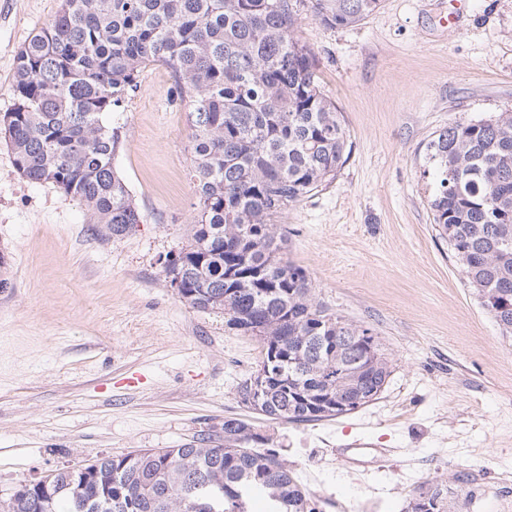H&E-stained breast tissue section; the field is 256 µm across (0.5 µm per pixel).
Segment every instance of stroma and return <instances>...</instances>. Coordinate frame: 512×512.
Returning a JSON list of instances; mask_svg holds the SVG:
<instances>
[{
    "label": "stroma",
    "instance_id": "35a3bbf8",
    "mask_svg": "<svg viewBox=\"0 0 512 512\" xmlns=\"http://www.w3.org/2000/svg\"><path fill=\"white\" fill-rule=\"evenodd\" d=\"M61 0H0V113L15 57ZM459 16L455 26L441 17ZM295 34L351 144L335 179L274 222L316 299L372 327L391 361L357 412L285 423L247 411L238 386L260 344L183 302L163 269L194 219L188 107L150 64L119 111L113 164L144 220L96 233L78 201L22 178L0 141V499L21 481L103 455L185 448L239 418L270 436L319 512H404L428 483L467 512H512V339L469 288L433 220L429 140L512 110V0H383L358 25ZM362 439L372 468L338 462Z\"/></svg>",
    "mask_w": 512,
    "mask_h": 512
}]
</instances>
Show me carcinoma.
<instances>
[{
  "label": "carcinoma",
  "mask_w": 512,
  "mask_h": 512,
  "mask_svg": "<svg viewBox=\"0 0 512 512\" xmlns=\"http://www.w3.org/2000/svg\"><path fill=\"white\" fill-rule=\"evenodd\" d=\"M305 0H61L55 19L18 51L14 103L0 138L17 172L77 200L100 233L143 222L113 160L122 144L104 122L162 62L190 112L195 216L178 252L180 299L224 315L254 336L259 364L275 359L258 399L282 422L351 414L376 400L390 360L373 330L317 302L305 271L286 257L273 223L288 205L335 179L351 146L336 103L316 82V59L294 33ZM382 0H315L327 25L349 27ZM430 199L469 287L512 335V112L457 121L427 145ZM376 362L336 397V355ZM105 455L88 477L58 469L45 497L17 485L0 512H317L315 495L269 438L224 420L212 448ZM262 448H255V445Z\"/></svg>",
  "instance_id": "carcinoma-1"
}]
</instances>
